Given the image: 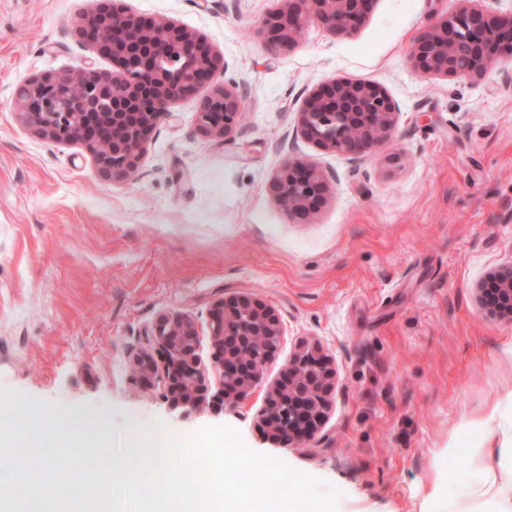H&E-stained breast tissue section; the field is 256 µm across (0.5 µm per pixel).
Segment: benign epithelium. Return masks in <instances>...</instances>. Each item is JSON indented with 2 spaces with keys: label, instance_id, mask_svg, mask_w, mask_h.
<instances>
[{
  "label": "benign epithelium",
  "instance_id": "benign-epithelium-1",
  "mask_svg": "<svg viewBox=\"0 0 512 512\" xmlns=\"http://www.w3.org/2000/svg\"><path fill=\"white\" fill-rule=\"evenodd\" d=\"M459 9L428 23L413 41L414 68L427 77L473 79L496 62H512V12L489 14L482 0H460ZM372 0H283L261 18L265 47L285 51L297 32L315 24L333 35L356 30ZM109 30L111 36L101 38ZM75 36L112 59L118 70L88 66L35 76L14 92V111L28 127L58 142H79L95 156L100 174L119 182L142 163L152 131L180 99H199L197 126L205 137H229L245 99L228 65L201 36L173 21H146L100 0L77 20ZM224 83H217L218 76ZM80 82V92L73 91ZM122 91L115 92V87ZM398 106L379 85L333 78L314 89L298 112L297 132L319 146L358 159L392 139ZM269 191L288 217L308 224L327 201L329 178L316 165L290 160ZM487 314L512 315V265L498 276ZM208 328L218 387L213 398L235 410L262 388L266 366L279 349L284 326L275 309L247 295L219 301ZM162 349L171 405L195 406L209 394V372L196 357L198 327L188 316H163L151 331ZM336 370L322 348L303 342L281 379L264 389L260 419L270 438L297 447L325 439L322 422L331 409Z\"/></svg>",
  "mask_w": 512,
  "mask_h": 512
}]
</instances>
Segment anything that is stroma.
Masks as SVG:
<instances>
[{"instance_id": "obj_1", "label": "stroma", "mask_w": 512, "mask_h": 512, "mask_svg": "<svg viewBox=\"0 0 512 512\" xmlns=\"http://www.w3.org/2000/svg\"><path fill=\"white\" fill-rule=\"evenodd\" d=\"M98 5L0 0V386L114 443L155 418L181 439L227 424L342 490L338 512H421L432 487L447 489L448 460L463 476L475 468L486 410L512 419V317L488 316L478 299L512 264V63L470 80L417 73L413 40L459 0H375L356 31L311 25L285 52L257 33L280 0H119L206 38L245 110L231 138H205L197 100H177L137 173L111 182L83 145L46 140L12 110L16 86L36 75L112 69L72 30ZM331 78L375 82L395 101L382 150L352 160L295 135L304 99ZM390 153L399 167L386 166ZM291 158L331 177L309 224L268 191ZM240 293L284 325L264 385L303 339L335 368L326 446L269 438L262 392L235 412L209 401L174 410L162 369H132L156 355L145 333L163 315L195 320L211 365L210 311Z\"/></svg>"}]
</instances>
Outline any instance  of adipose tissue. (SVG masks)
I'll use <instances>...</instances> for the list:
<instances>
[{
	"label": "adipose tissue",
	"mask_w": 512,
	"mask_h": 512,
	"mask_svg": "<svg viewBox=\"0 0 512 512\" xmlns=\"http://www.w3.org/2000/svg\"><path fill=\"white\" fill-rule=\"evenodd\" d=\"M496 412L485 419L482 463L469 479L456 481L447 497L431 491L438 512H512V438L498 440Z\"/></svg>",
	"instance_id": "obj_1"
}]
</instances>
